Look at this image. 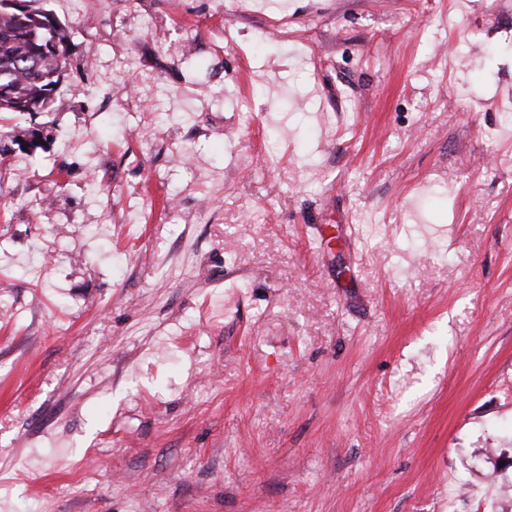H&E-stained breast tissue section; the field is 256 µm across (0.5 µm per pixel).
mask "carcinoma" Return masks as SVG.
Listing matches in <instances>:
<instances>
[{
  "mask_svg": "<svg viewBox=\"0 0 512 512\" xmlns=\"http://www.w3.org/2000/svg\"><path fill=\"white\" fill-rule=\"evenodd\" d=\"M0 0V121L14 113L43 112L54 100L67 67L68 33L51 11L31 8L18 15ZM45 129L27 126L8 131L0 156L13 148L33 153Z\"/></svg>",
  "mask_w": 512,
  "mask_h": 512,
  "instance_id": "1",
  "label": "carcinoma"
}]
</instances>
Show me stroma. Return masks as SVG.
Listing matches in <instances>:
<instances>
[{
  "label": "stroma",
  "instance_id": "obj_1",
  "mask_svg": "<svg viewBox=\"0 0 512 512\" xmlns=\"http://www.w3.org/2000/svg\"><path fill=\"white\" fill-rule=\"evenodd\" d=\"M35 5L0 512H512V0Z\"/></svg>",
  "mask_w": 512,
  "mask_h": 512
}]
</instances>
